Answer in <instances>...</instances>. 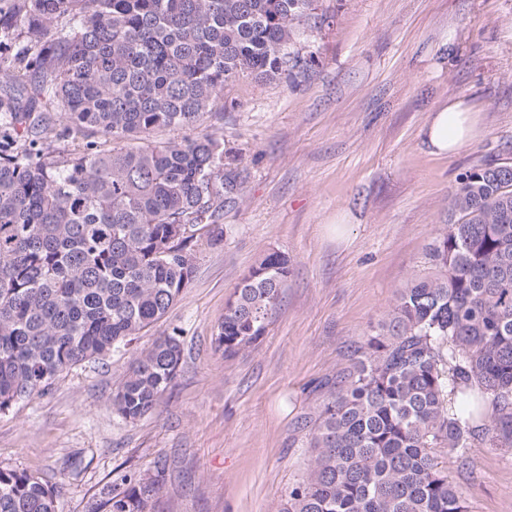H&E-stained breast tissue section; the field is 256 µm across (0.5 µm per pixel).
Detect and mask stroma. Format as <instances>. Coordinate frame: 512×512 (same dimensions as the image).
<instances>
[{"label": "stroma", "instance_id": "stroma-1", "mask_svg": "<svg viewBox=\"0 0 512 512\" xmlns=\"http://www.w3.org/2000/svg\"><path fill=\"white\" fill-rule=\"evenodd\" d=\"M289 79H237L217 134L239 156L224 237L199 246L168 314L125 348L62 374L0 413V467L58 484L56 512H88L126 471L160 473L152 512H280L306 469L298 427L352 364L398 292L425 276L453 193L488 159L512 162V0H315ZM481 115L470 144L432 153L424 129L449 101ZM289 259L276 313L227 357V301L266 254ZM181 363L155 413L112 409L132 359L164 334ZM442 462L467 512H512V452Z\"/></svg>", "mask_w": 512, "mask_h": 512}]
</instances>
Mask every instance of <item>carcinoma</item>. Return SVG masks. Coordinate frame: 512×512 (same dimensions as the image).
Masks as SVG:
<instances>
[{
	"label": "carcinoma",
	"mask_w": 512,
	"mask_h": 512,
	"mask_svg": "<svg viewBox=\"0 0 512 512\" xmlns=\"http://www.w3.org/2000/svg\"><path fill=\"white\" fill-rule=\"evenodd\" d=\"M313 0H0V412L163 318L194 272L196 232L217 244L224 86L288 78ZM171 128L193 138L160 141ZM55 140L73 148L60 152ZM468 171L432 272L401 289L314 416L305 476L283 512H466L435 455L512 448V178ZM189 227L171 245L176 226ZM288 258L236 285L215 342L266 332ZM178 336L142 350L115 388L127 422L176 376ZM159 476L126 471L89 512H149ZM57 487L0 468V512H55Z\"/></svg>",
	"instance_id": "carcinoma-1"
}]
</instances>
